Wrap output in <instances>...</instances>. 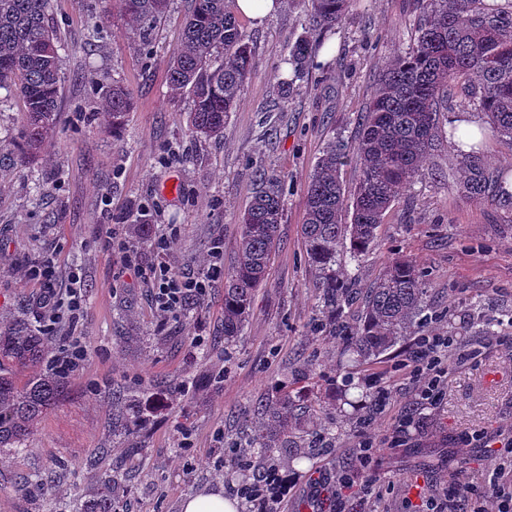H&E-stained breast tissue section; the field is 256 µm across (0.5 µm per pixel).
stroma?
<instances>
[{
  "mask_svg": "<svg viewBox=\"0 0 512 512\" xmlns=\"http://www.w3.org/2000/svg\"><path fill=\"white\" fill-rule=\"evenodd\" d=\"M190 10L191 0H174L147 60L116 0H51L49 21L62 44V123L52 147L34 160L0 164V327L35 319L40 290L21 272L49 256L63 275L83 278L86 311L75 333L89 356L25 447H0V512H70L96 496L108 475L120 485L116 512H180L183 498L203 489L232 492L243 478L232 458L257 433L255 402L285 385L315 389L321 405L305 427L307 460L296 465L279 453L293 478L284 512H312L310 478L318 471L373 486L371 496L355 491L326 502L325 512H411L416 494L445 496L453 470L459 481L482 486L486 442L512 432V224L499 223L489 203L459 194L458 175L448 169L450 142L387 211L378 244L358 270L363 287L396 254L427 271L434 314L427 326L454 339L441 409H418L417 428L390 447L394 417L413 398L399 368L412 340L344 369L343 337L312 329L317 303L301 231L304 188L329 140L354 144L384 63L413 40L419 0H353L319 53L329 69L314 71L285 101L273 72L303 33L306 8L281 0L264 23L241 18L255 66L223 136L206 140L190 136V103L173 96L167 79ZM104 77L134 97L117 137L95 89ZM262 168L286 179L285 221L242 336L224 342L220 281L198 315L159 324L140 278L120 271L113 238L138 243L149 256L153 240L140 237L139 226L157 233L172 225L168 256L178 271H203L217 238L232 267ZM374 379L391 392L380 414L372 411ZM115 385L148 400L175 391L154 412L134 456L112 431ZM365 436L376 458L367 469L357 461ZM27 476L48 481V493L23 487Z\"/></svg>",
  "mask_w": 512,
  "mask_h": 512,
  "instance_id": "stroma-1",
  "label": "stroma"
}]
</instances>
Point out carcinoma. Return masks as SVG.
Here are the masks:
<instances>
[{
	"label": "carcinoma",
	"mask_w": 512,
	"mask_h": 512,
	"mask_svg": "<svg viewBox=\"0 0 512 512\" xmlns=\"http://www.w3.org/2000/svg\"><path fill=\"white\" fill-rule=\"evenodd\" d=\"M426 16L413 43L388 60L378 87L359 121L352 150L330 140L306 186L302 235L309 266L316 276L320 303L318 327L345 337L356 361L386 356L406 339L425 310L428 278L411 259L398 258L366 288L356 321L346 307L356 301L355 276L338 267L349 247L357 260L378 243L386 211L423 175V166L443 137L458 138L451 160L458 192L490 202L499 221L512 223V165L489 163L481 152L486 133L512 145V0H423ZM183 43L169 62V82L191 100L189 131L197 138L224 133L239 92L255 61V49L230 10V0H192ZM170 0H119L145 51L168 12ZM306 34L290 43L284 63L291 74L278 79L286 99L295 83L318 65L319 38L345 19L350 0H308ZM50 0H0V89L14 92L25 105L24 124L14 146L16 157L35 156L53 142L61 122L62 83L58 34L49 24ZM96 90L109 111L112 132L121 131L133 107L130 91L101 80ZM484 114L489 129H443L454 110ZM358 168L347 190L340 171ZM283 177L264 174L242 216L234 266L224 274V344L242 335L258 288L264 283L284 222ZM32 371L19 384L16 371ZM66 381L50 369L47 338L38 325L21 318L0 329V447L25 445L37 421L60 399ZM316 400L290 390L257 404L261 416L258 452L291 448L315 412ZM153 407L120 386L112 389V431L144 436ZM113 479L104 491L81 505L80 512H112Z\"/></svg>",
	"instance_id": "obj_1"
}]
</instances>
